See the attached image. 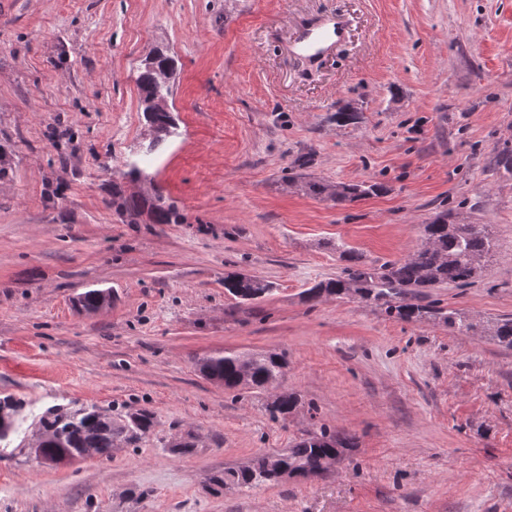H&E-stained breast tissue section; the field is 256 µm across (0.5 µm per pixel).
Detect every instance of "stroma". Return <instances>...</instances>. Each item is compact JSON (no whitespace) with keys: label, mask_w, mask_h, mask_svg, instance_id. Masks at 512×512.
<instances>
[{"label":"stroma","mask_w":512,"mask_h":512,"mask_svg":"<svg viewBox=\"0 0 512 512\" xmlns=\"http://www.w3.org/2000/svg\"><path fill=\"white\" fill-rule=\"evenodd\" d=\"M348 41L293 56L306 19ZM173 54L176 124L146 166L182 224L123 222L112 184L152 135L140 68ZM358 107L351 123L339 108ZM512 0H0V399L22 408L0 447V512H512ZM388 191L339 204L300 190ZM486 225L475 282L426 300L477 323H407L354 297L307 301L359 263L397 261L435 213ZM239 271L273 291L241 303ZM110 301L87 313V290ZM284 354L271 392L230 391L198 361ZM146 409L152 435L108 459L49 465L29 446L50 408ZM327 427L352 437L317 479L249 492L211 483ZM195 452L171 451L187 433ZM292 179L297 181L303 190L314 196H322L328 193L332 199L336 200V203H352L365 199L368 196L379 195L388 191L384 184L372 181L341 183L334 188H328L316 180H302L304 177L301 174L293 176Z\"/></svg>","instance_id":"stroma-1"}]
</instances>
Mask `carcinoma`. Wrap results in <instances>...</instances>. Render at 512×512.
<instances>
[{"mask_svg":"<svg viewBox=\"0 0 512 512\" xmlns=\"http://www.w3.org/2000/svg\"><path fill=\"white\" fill-rule=\"evenodd\" d=\"M177 61L163 52L146 61L138 77L143 112L149 122L153 138L146 153H152L174 129L168 109L158 105L164 97L159 85V71L175 70ZM293 180L314 196L328 194L338 203H352L371 195L387 192L379 182L357 181L341 183L329 188L316 180H304L296 175ZM112 204L129 224L140 223L148 216L152 224H181L184 216L173 205L164 202L162 191L153 187L147 194L126 196L121 185L112 184ZM495 244L484 224H450L448 212L438 213L422 225L419 247L408 257L384 262L379 266H365L354 262V253L341 252L340 257L352 262L345 275L322 280L305 291L306 298L315 300L322 295L357 296L380 306L387 316L413 322L434 318L461 334L476 331V324L455 310H445L416 302L425 291L443 284L466 286L477 278L483 268L476 261L488 259ZM224 289L241 301H251L272 291L271 285L254 276L228 272L224 275ZM110 298L104 290L91 289L81 294L79 305L92 312ZM493 336L507 348H512V318H505L493 327ZM286 362L282 356L271 353L258 357H245L233 350L216 352L199 363L200 372L224 383V388L239 387L267 389L278 383ZM295 404V400L283 393L278 395L266 410L274 419L283 418ZM18 405L9 400L0 401V443L8 441L16 431ZM155 427L154 415L146 410L126 415L119 421L91 405L76 411L48 410L39 421L37 444L46 455L77 454L82 448L95 449L98 457L109 458L112 448L120 443L136 445L145 439ZM354 446L352 439L325 427L309 433L292 447L277 453H258L250 462L238 469H228L211 477L222 485L227 481L237 487L251 490L278 481L287 471L301 476L319 465L329 456H340L343 449Z\"/></svg>","mask_w":512,"mask_h":512,"instance_id":"1","label":"carcinoma"}]
</instances>
